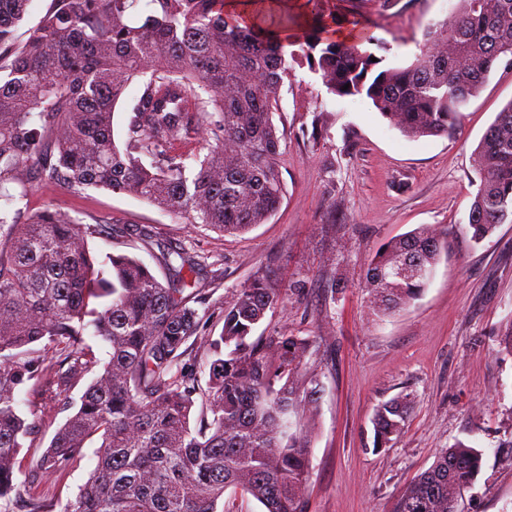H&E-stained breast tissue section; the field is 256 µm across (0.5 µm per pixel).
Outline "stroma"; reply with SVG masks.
I'll return each mask as SVG.
<instances>
[{"instance_id": "stroma-1", "label": "stroma", "mask_w": 512, "mask_h": 512, "mask_svg": "<svg viewBox=\"0 0 512 512\" xmlns=\"http://www.w3.org/2000/svg\"><path fill=\"white\" fill-rule=\"evenodd\" d=\"M457 0H326L349 30L362 19V46L382 67H405L421 52L425 33L449 17ZM512 101V68L497 67L470 100L450 136L407 138L361 96L328 93L308 64L280 92L283 134L279 165L285 194L277 213L243 235H225L135 197L106 190L70 196L33 187L30 208L63 205L88 224L150 227L157 239L184 247L203 265L200 286L211 299L207 330L219 335L235 291L261 279L278 289L279 304L259 326L266 336L292 331L313 337L307 360L323 393L307 426L311 469L307 512H392L437 454L463 440L482 452L481 470L464 489L461 512H512V357L499 340L512 327V224L481 243L465 232L479 185L472 151L497 113ZM328 131L311 138L317 113ZM422 224L448 231L447 247L420 297L383 317L370 314L364 275L388 239ZM91 374L70 386L16 395L39 431L19 455L24 512L30 467L72 415ZM414 395L402 433L374 445L378 404ZM100 438L39 493L55 507L75 499L97 461Z\"/></svg>"}]
</instances>
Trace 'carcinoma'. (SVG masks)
<instances>
[{
  "label": "carcinoma",
  "mask_w": 512,
  "mask_h": 512,
  "mask_svg": "<svg viewBox=\"0 0 512 512\" xmlns=\"http://www.w3.org/2000/svg\"><path fill=\"white\" fill-rule=\"evenodd\" d=\"M31 3L0 0V512H12L18 456L37 429L16 394L28 385L62 394L97 366L28 472L29 484L50 483L100 436L94 469L60 512H218L228 488L265 512H305L310 451L298 426L316 412L323 384L305 367L316 353L311 337L254 336L280 300L277 289L263 280L238 289L214 337L189 305L209 295L184 249L157 244L170 273L163 282L137 257H100L89 245L135 235L151 246V230L86 224L69 209L33 212L20 202L35 184L72 196L104 189L188 224L244 234L284 195L274 118L294 63L305 60L337 97L370 100L409 138L446 134L496 65L512 67V0H458L402 68H381L358 42L329 38L336 18L320 11L296 36L283 21L240 25L225 0H50L19 41ZM133 87L120 146L113 114ZM196 139L207 153L176 148ZM473 159L479 185L467 232L479 244L512 224V101ZM443 243L441 230L421 225L383 244L366 271L371 313L416 300ZM402 264L422 274L394 276ZM89 332L110 348L102 366L85 345ZM191 339L210 356L204 387L181 365ZM412 403L402 392L378 405L375 447L402 432ZM481 462V451L456 442L393 512H460Z\"/></svg>",
  "instance_id": "1"
}]
</instances>
